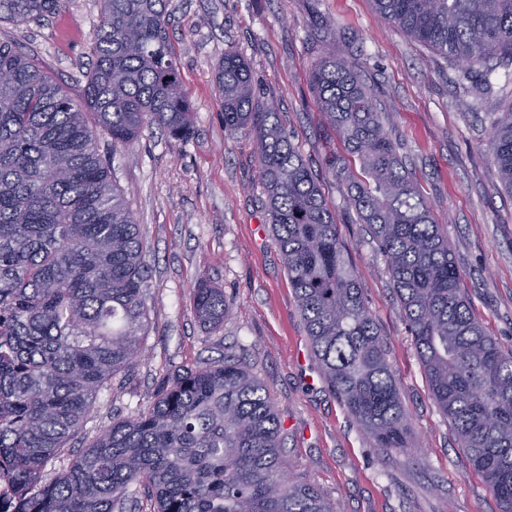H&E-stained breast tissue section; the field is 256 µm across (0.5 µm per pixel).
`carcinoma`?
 Masks as SVG:
<instances>
[{
  "label": "carcinoma",
  "instance_id": "1",
  "mask_svg": "<svg viewBox=\"0 0 512 512\" xmlns=\"http://www.w3.org/2000/svg\"><path fill=\"white\" fill-rule=\"evenodd\" d=\"M62 0H0V21L35 22ZM168 0H102L92 66L76 100L0 42V479L11 512H126L136 489L154 512H335L288 477L283 425L242 357L184 367L144 410L114 418L65 461L112 379L134 371L149 324L143 242L101 141L146 125L193 131L167 32ZM413 40L469 68L512 61V0H372ZM343 153L325 165L387 266L431 399L473 469L512 512V348L486 334L461 272L384 126L372 93L336 53L309 75ZM224 130L250 131L270 224L323 376L379 455L414 456L388 347L346 256L321 182L276 113L253 111L246 61L216 69ZM489 151L512 193V104L483 102ZM195 312L217 327L224 291L198 285ZM52 469H47V466Z\"/></svg>",
  "mask_w": 512,
  "mask_h": 512
}]
</instances>
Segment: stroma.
Here are the masks:
<instances>
[{
	"label": "stroma",
	"mask_w": 512,
	"mask_h": 512,
	"mask_svg": "<svg viewBox=\"0 0 512 512\" xmlns=\"http://www.w3.org/2000/svg\"><path fill=\"white\" fill-rule=\"evenodd\" d=\"M101 0H65L37 23L0 22V42L19 46L71 97L92 64ZM169 38L179 57L194 131L184 142L154 126L112 147V173L125 189L143 237L150 328L144 357L122 386L102 392L84 430L146 407L180 366L245 357L268 389L284 427L292 479L316 485L337 512H500L432 401L390 277L324 158L338 148L308 80L334 53L369 86L463 273L487 333L512 347V193L487 150L479 104L512 102V66L492 76L443 58L384 22L370 0H169ZM252 72L254 109L277 119L317 174L336 214L350 263L389 347L410 416L413 459L379 456L322 375L260 184L250 133L224 129L216 65L226 51ZM221 285L231 310L209 327L194 312L199 284Z\"/></svg>",
	"instance_id": "stroma-1"
}]
</instances>
